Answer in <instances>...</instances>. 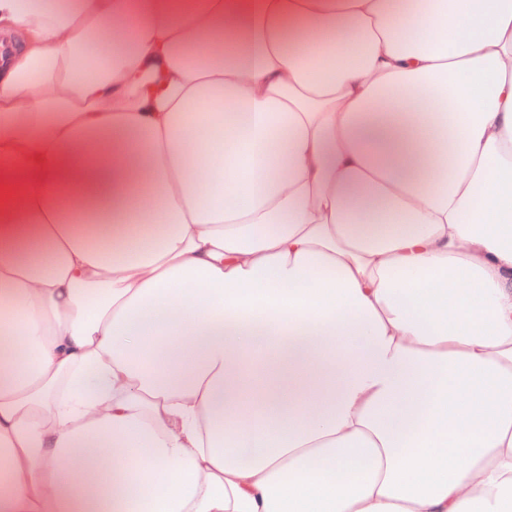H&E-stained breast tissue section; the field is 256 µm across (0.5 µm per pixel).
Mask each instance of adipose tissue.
<instances>
[{"label":"adipose tissue","instance_id":"1","mask_svg":"<svg viewBox=\"0 0 512 512\" xmlns=\"http://www.w3.org/2000/svg\"><path fill=\"white\" fill-rule=\"evenodd\" d=\"M0 512H512V0H0Z\"/></svg>","mask_w":512,"mask_h":512}]
</instances>
